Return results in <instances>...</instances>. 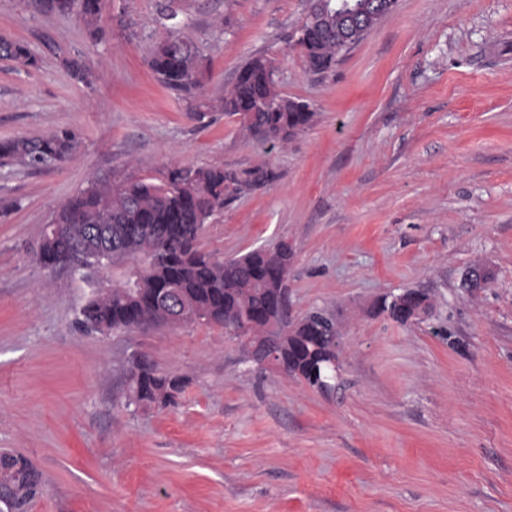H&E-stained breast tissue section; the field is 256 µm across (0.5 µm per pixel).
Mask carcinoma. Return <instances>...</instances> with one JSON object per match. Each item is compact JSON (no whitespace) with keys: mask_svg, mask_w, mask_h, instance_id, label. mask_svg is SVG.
Segmentation results:
<instances>
[{"mask_svg":"<svg viewBox=\"0 0 512 512\" xmlns=\"http://www.w3.org/2000/svg\"><path fill=\"white\" fill-rule=\"evenodd\" d=\"M44 7L75 13L93 30L104 0H44ZM298 44L315 72L330 69L349 46L343 20L330 12L306 19ZM7 45L1 57L25 67L36 65L27 45L16 41ZM148 66L173 92L191 95L201 84L196 49L173 33L155 45ZM222 102L224 112L237 117L243 131L265 140L285 141L309 127L315 117L307 103L277 91L275 69L263 57L242 66ZM77 145L76 135L67 130L42 138L10 139L0 142V158L48 169L66 160ZM268 177L262 167L242 177L219 166H174L157 183L131 174L95 179L53 213L50 223L62 225L64 233L40 242L39 261L50 266L54 256L74 241L91 253L111 242L118 244L124 260L147 267L138 287H127L125 277L86 300L80 309V324L86 329L114 332L202 323L259 336L279 304L278 282L288 274L292 251L279 244L224 260L200 250L198 240L215 210ZM172 290L174 307L156 304L160 295ZM302 321V339L288 337L285 329L281 347L283 357L293 364L290 374L313 387L325 382L336 358L330 345L334 323L322 309L306 313ZM127 381L129 401L144 405H170L185 386L182 377L163 373L149 362L129 369ZM0 463L7 466L22 493L12 499L11 508L28 512L44 493L42 475L25 458L6 450L0 452Z\"/></svg>","mask_w":512,"mask_h":512,"instance_id":"1","label":"carcinoma"}]
</instances>
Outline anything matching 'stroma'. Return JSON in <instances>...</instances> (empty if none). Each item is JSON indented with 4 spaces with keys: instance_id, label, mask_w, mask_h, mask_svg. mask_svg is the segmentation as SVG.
Segmentation results:
<instances>
[{
    "instance_id": "stroma-1",
    "label": "stroma",
    "mask_w": 512,
    "mask_h": 512,
    "mask_svg": "<svg viewBox=\"0 0 512 512\" xmlns=\"http://www.w3.org/2000/svg\"><path fill=\"white\" fill-rule=\"evenodd\" d=\"M308 8L106 0L93 34L0 0V38L37 58L0 59V141L80 136L48 170L0 159V449L43 476L30 512H512V0H397L322 73L296 44ZM172 29L203 65L192 97L147 63ZM256 56L315 114L281 143L221 106ZM172 164L271 170L199 245L288 243L294 314L327 310L342 338L330 389L248 361L217 327L78 326L120 271L43 268V224L93 178ZM476 266L493 277L470 293ZM405 288L432 308L401 325L377 303ZM138 355L185 379L174 404L127 406ZM1 42L7 44L10 48H6L2 55L0 53V58L13 60L25 67H34L36 65L35 55L24 43L7 40H1ZM5 44L0 43V47H6Z\"/></svg>"
}]
</instances>
